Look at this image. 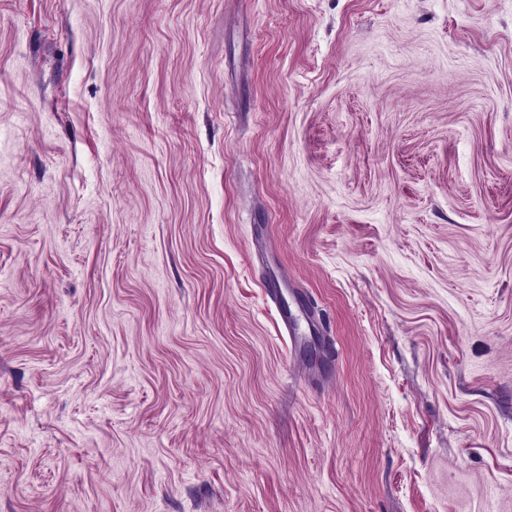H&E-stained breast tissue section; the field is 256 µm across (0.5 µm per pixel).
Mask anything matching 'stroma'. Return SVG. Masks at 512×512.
<instances>
[{"label": "stroma", "instance_id": "1", "mask_svg": "<svg viewBox=\"0 0 512 512\" xmlns=\"http://www.w3.org/2000/svg\"><path fill=\"white\" fill-rule=\"evenodd\" d=\"M0 512H512V0H0Z\"/></svg>", "mask_w": 512, "mask_h": 512}]
</instances>
